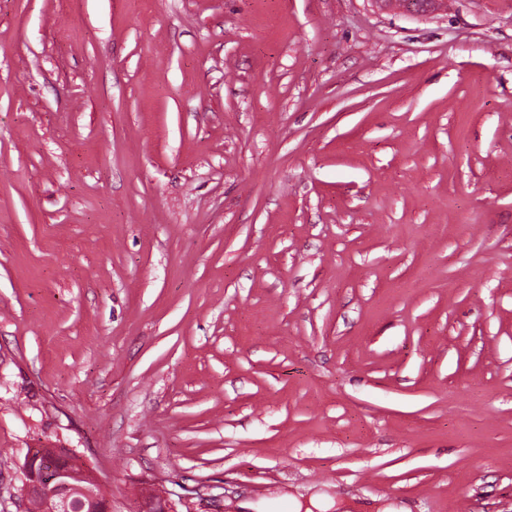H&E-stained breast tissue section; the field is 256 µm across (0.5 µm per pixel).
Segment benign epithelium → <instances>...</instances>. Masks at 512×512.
Returning <instances> with one entry per match:
<instances>
[{
	"mask_svg": "<svg viewBox=\"0 0 512 512\" xmlns=\"http://www.w3.org/2000/svg\"><path fill=\"white\" fill-rule=\"evenodd\" d=\"M24 469L25 495L41 501L44 512H112L99 481L68 448H31Z\"/></svg>",
	"mask_w": 512,
	"mask_h": 512,
	"instance_id": "obj_1",
	"label": "benign epithelium"
}]
</instances>
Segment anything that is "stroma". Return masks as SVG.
Returning <instances> with one entry per match:
<instances>
[{"label":"stroma","instance_id":"35a3bbf8","mask_svg":"<svg viewBox=\"0 0 512 512\" xmlns=\"http://www.w3.org/2000/svg\"><path fill=\"white\" fill-rule=\"evenodd\" d=\"M512 512V0H0V512ZM24 469L25 495L37 499L29 501L34 512H112V500L69 448L29 449Z\"/></svg>","mask_w":512,"mask_h":512}]
</instances>
